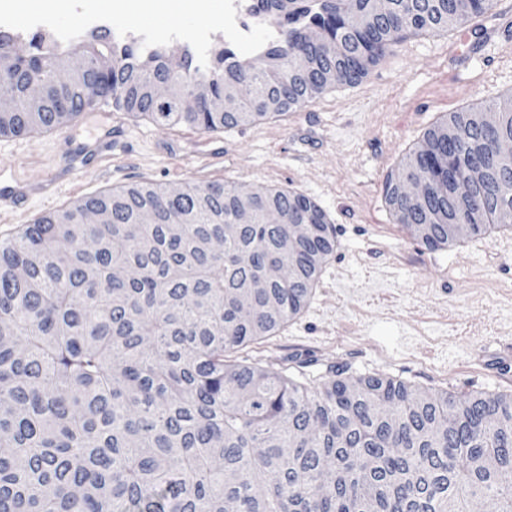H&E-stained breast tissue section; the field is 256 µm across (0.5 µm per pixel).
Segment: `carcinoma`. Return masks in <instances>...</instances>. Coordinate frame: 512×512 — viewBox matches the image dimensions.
Wrapping results in <instances>:
<instances>
[{
	"mask_svg": "<svg viewBox=\"0 0 512 512\" xmlns=\"http://www.w3.org/2000/svg\"><path fill=\"white\" fill-rule=\"evenodd\" d=\"M258 0L252 15L274 26L255 67L212 50L201 71L158 50L84 37L60 52L31 37L12 55L0 32V86L14 99L0 135L25 139L77 119L97 100L159 124L204 132L258 123L314 103L335 71L359 82L396 45L371 0ZM491 0H392L415 35L445 32ZM314 41L305 71L300 38ZM86 58L56 78L67 55ZM110 58L112 68L101 67ZM183 83L160 102L155 88ZM40 87L37 103L29 100ZM203 86V93L195 85ZM255 95L237 112L212 103L239 85ZM99 86L91 98L86 90ZM485 112L497 123L483 124ZM512 96L468 106L430 128L402 166L418 171L417 201L398 179L385 186L399 221L432 247L459 241L448 221L464 213L473 235L512 224ZM483 180L458 193L469 169ZM242 208L254 223L224 234ZM310 225L318 247L282 248ZM88 211L108 224H85ZM336 239L306 197L268 188L149 184L78 200L0 240V512H469L481 500L512 512V393L457 396L381 375L299 382L288 368L231 355L271 336L304 308ZM277 261L283 276L266 280Z\"/></svg>",
	"mask_w": 512,
	"mask_h": 512,
	"instance_id": "carcinoma-1",
	"label": "carcinoma"
}]
</instances>
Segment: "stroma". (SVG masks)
Wrapping results in <instances>:
<instances>
[{
	"label": "stroma",
	"mask_w": 512,
	"mask_h": 512,
	"mask_svg": "<svg viewBox=\"0 0 512 512\" xmlns=\"http://www.w3.org/2000/svg\"><path fill=\"white\" fill-rule=\"evenodd\" d=\"M225 0H175L152 14L142 0H6L10 14L40 16L49 32L86 21V33L111 35L112 7L158 29L180 57L187 31L209 24L224 45ZM512 0H492L480 22L430 35L401 34L360 83L332 84L310 106L232 129L204 132L98 109L83 121L32 141L0 136V171L35 181L61 179L52 199L35 197L0 213V236L77 199L139 183L170 188L225 183L289 190L315 202L337 247L304 311L241 356L303 365L318 383L341 366L346 376L381 372L426 391L512 392V368L487 367L485 351L512 343V230L465 237L432 249L399 224L384 187L424 133L448 113L512 92V56L484 29ZM115 135L107 163L86 152L93 137ZM224 150L220 171L201 168Z\"/></svg>",
	"instance_id": "35a3bbf8"
}]
</instances>
